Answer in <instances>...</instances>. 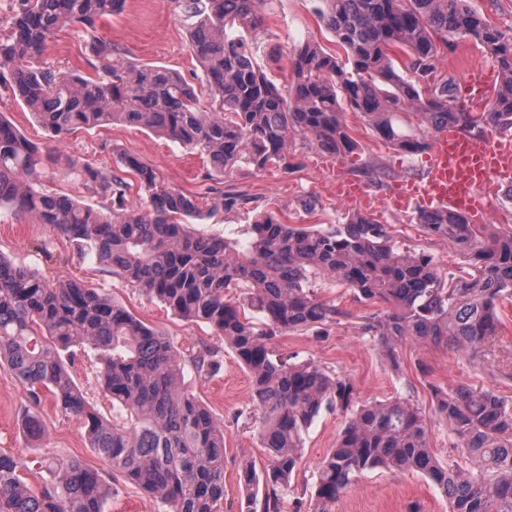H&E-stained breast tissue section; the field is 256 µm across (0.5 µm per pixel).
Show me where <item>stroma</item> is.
<instances>
[{
  "label": "stroma",
  "mask_w": 512,
  "mask_h": 512,
  "mask_svg": "<svg viewBox=\"0 0 512 512\" xmlns=\"http://www.w3.org/2000/svg\"><path fill=\"white\" fill-rule=\"evenodd\" d=\"M317 0H267L264 19L248 42L258 64H265L269 51H279L280 66L270 75L280 89L291 80L289 61L292 49L310 40L335 53L339 47L316 14ZM99 38L115 44L138 63H157L180 72L192 83H200L202 72L187 39V24L173 0H126L121 13L101 18L96 23ZM90 53L86 38L77 25H64L41 57L45 66L88 72ZM495 65L480 48L470 42L459 43L453 53L443 55L438 69L463 81ZM0 112L43 153L56 157V164L43 181L46 189L68 195L83 203L100 207V198L88 193L81 182L65 175L62 164L75 159L111 175L114 167L109 147L137 157L152 166L165 186L200 194L204 185L197 177L203 167L198 154L179 143L145 130L122 125L79 130L58 140L40 125L22 102L0 86ZM344 118L360 149L348 157L322 153L312 137L295 136L289 152L299 162L291 173L245 171L225 179L224 190L248 198L246 208L227 212L216 209L198 229L223 235L245 246L246 227L255 213L269 210L288 224H342L356 213L372 215L385 224L397 246L432 255L442 267L456 271L463 263L447 242L425 233L414 210L398 207L392 193L399 182L420 177L426 167L424 155H404L389 149L354 112ZM360 187L359 196L337 193L340 185ZM315 200V211L304 208ZM0 254L39 271L51 280H74L104 290L147 325L167 334L180 350L210 349L219 352L223 367L213 376L184 371V387L206 403L224 425V501L219 512H248V494L238 481L242 463L256 470L267 465V451L258 436L257 412L247 371L236 359L222 336L206 324L184 320L161 303L148 300L137 288L122 284L95 254L82 251L68 239L29 215L0 209ZM319 297L336 300L345 312L329 335L316 336L300 331L278 336L274 351L281 357L298 356L311 360L332 375L347 378L360 401H385L407 396L419 404L429 425L430 446L444 461L465 464L458 440L444 420L433 412L430 387L444 388L463 383L489 389L512 401V379L490 360H474L451 349L431 345H405L399 351L400 366L391 368L379 351L375 339L361 331L363 317L383 312V305L368 306L353 299L344 287L320 279L314 285ZM27 406L26 394L12 372L0 368V451L35 459L46 453L81 460L86 466L108 473V466L89 444L81 417L62 416L52 402L40 410L44 432L31 438L21 424ZM345 421L339 411H322L304 434L299 470L291 483L290 497L302 499L303 512H312L310 500L317 466L333 448ZM111 495L106 512H164L159 501L122 479H111ZM448 512V502L429 481L416 473L373 470L362 474L342 494L332 512Z\"/></svg>",
  "instance_id": "stroma-1"
}]
</instances>
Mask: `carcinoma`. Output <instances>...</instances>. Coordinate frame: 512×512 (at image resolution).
<instances>
[{"label": "carcinoma", "instance_id": "obj_1", "mask_svg": "<svg viewBox=\"0 0 512 512\" xmlns=\"http://www.w3.org/2000/svg\"><path fill=\"white\" fill-rule=\"evenodd\" d=\"M190 20L189 48L212 98L200 108L197 87L165 66L135 63L95 35L98 18L125 0H17L10 34L0 38V86L11 90L56 138L81 128L123 124L169 137L206 161L199 173L229 212L244 196L220 189L244 170L298 167L288 139L314 137L330 154L359 149L344 112L351 110L387 145L426 151L430 134L454 123L467 132L482 122L512 126V31L493 25L469 0H319L318 13L345 57L305 42L291 54L293 84L282 93L239 34L262 22L264 0H173ZM77 24L89 38L94 74L35 64L57 31ZM452 38L480 47L500 80L486 116L456 104L453 78L436 62ZM117 171L68 160L66 171L99 208L39 189L42 153L0 116V207L34 213L40 223L93 252L111 273L190 322L224 337L248 371L260 412L259 437L269 462L261 474L243 464L240 482L262 512H284L298 472L303 433L323 410L348 420L321 462L313 512L330 505L366 471L413 472L448 500L449 512H512V403L492 390L459 384L433 388L435 412L459 440L472 468L440 461L428 424L412 399L353 406L354 387L311 361L275 358L271 341L294 331L325 336L344 311L321 300L312 277H329L361 303L386 304L362 331L376 339L393 368L398 348L432 344L475 358L500 341L499 308L512 298V231L471 224L446 209L422 211L425 232L462 253L467 267L448 273L430 255L396 246L386 225L361 214L344 224H285L255 214L239 249L188 224L204 217L195 195L166 187L157 171L118 149ZM136 179L148 205L127 204ZM245 289L243 301L227 297ZM91 350L97 378L112 401L100 416L76 384L62 353ZM220 371L210 350L181 356L166 334L146 325L108 294L77 281L54 282L0 255V366L26 392L27 433L43 431L38 408L51 397L64 415L84 418L90 447L126 481L167 506L166 512H216L224 500V425L178 376ZM37 465L53 475L32 490L25 474ZM111 488L76 458L34 461L0 452V512H104Z\"/></svg>", "mask_w": 512, "mask_h": 512}]
</instances>
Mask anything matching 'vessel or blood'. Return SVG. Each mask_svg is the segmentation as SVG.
Segmentation results:
<instances>
[{
	"mask_svg": "<svg viewBox=\"0 0 512 512\" xmlns=\"http://www.w3.org/2000/svg\"><path fill=\"white\" fill-rule=\"evenodd\" d=\"M492 75L481 72L461 89L470 112L487 111ZM426 169L421 178L398 184L394 201L400 206L445 208L478 224L483 220L484 189L490 182L512 185V127L467 134L448 124L429 139Z\"/></svg>",
	"mask_w": 512,
	"mask_h": 512,
	"instance_id": "obj_1",
	"label": "vessel or blood"
}]
</instances>
